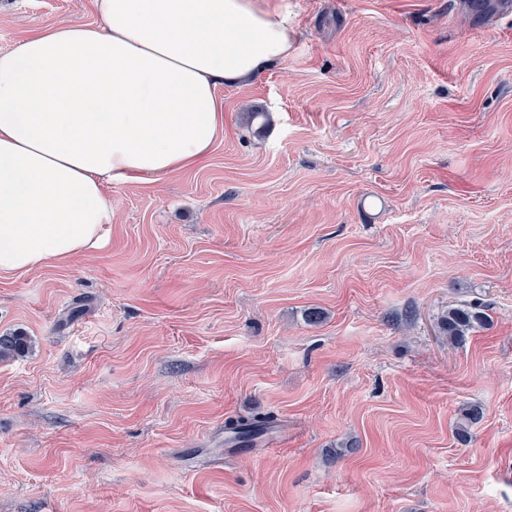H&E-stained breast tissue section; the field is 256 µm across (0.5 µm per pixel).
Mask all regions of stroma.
<instances>
[{"label":"stroma","instance_id":"35a3bbf8","mask_svg":"<svg viewBox=\"0 0 512 512\" xmlns=\"http://www.w3.org/2000/svg\"><path fill=\"white\" fill-rule=\"evenodd\" d=\"M279 2L290 55L219 88L201 165L105 184L100 250L0 274L34 341L0 361V512H512V11ZM98 20L0 0V50ZM485 315L476 303L450 307L441 316L442 333L452 344L465 343L470 332L484 323ZM276 424L274 416L270 413H257L250 418H238L228 421L225 430L232 434V438L239 442H253L270 431Z\"/></svg>","mask_w":512,"mask_h":512}]
</instances>
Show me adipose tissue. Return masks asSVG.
<instances>
[{
  "instance_id": "ef3b65f1",
  "label": "adipose tissue",
  "mask_w": 512,
  "mask_h": 512,
  "mask_svg": "<svg viewBox=\"0 0 512 512\" xmlns=\"http://www.w3.org/2000/svg\"><path fill=\"white\" fill-rule=\"evenodd\" d=\"M0 51V272L101 247L107 182L204 161L224 136L223 85L286 61L294 28L271 0H97Z\"/></svg>"
}]
</instances>
